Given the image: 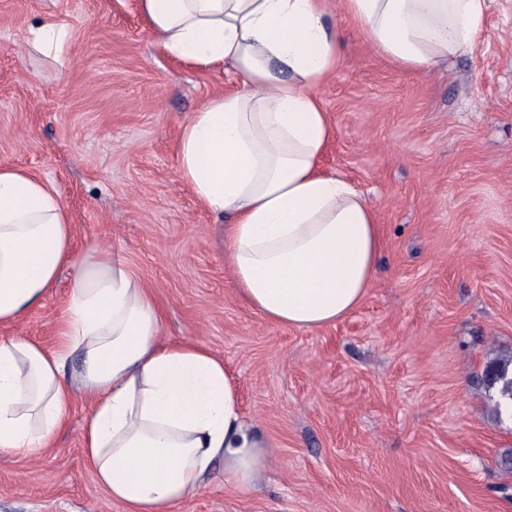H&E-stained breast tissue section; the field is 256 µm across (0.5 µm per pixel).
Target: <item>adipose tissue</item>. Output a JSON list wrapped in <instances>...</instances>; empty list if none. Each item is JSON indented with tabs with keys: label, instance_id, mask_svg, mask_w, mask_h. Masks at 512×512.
<instances>
[{
	"label": "adipose tissue",
	"instance_id": "ef3b65f1",
	"mask_svg": "<svg viewBox=\"0 0 512 512\" xmlns=\"http://www.w3.org/2000/svg\"><path fill=\"white\" fill-rule=\"evenodd\" d=\"M334 6L393 65L422 71L476 45L486 0H139L169 57L242 78L245 91L209 98L181 124L178 174L226 222L239 295L266 320L304 330L360 306L382 245L373 206L321 166L332 126L317 89L341 49ZM26 41L60 56L74 32L48 14ZM65 268L59 346L0 336V456L46 448L80 397L87 464L128 512H170L219 465L225 487L253 491L269 446L243 416L223 359L162 343L160 307L123 256L106 247L77 256L54 188L1 165L0 324L42 301Z\"/></svg>",
	"mask_w": 512,
	"mask_h": 512
}]
</instances>
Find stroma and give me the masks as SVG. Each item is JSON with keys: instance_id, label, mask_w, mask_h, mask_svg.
I'll return each instance as SVG.
<instances>
[{"instance_id": "1", "label": "stroma", "mask_w": 512, "mask_h": 512, "mask_svg": "<svg viewBox=\"0 0 512 512\" xmlns=\"http://www.w3.org/2000/svg\"><path fill=\"white\" fill-rule=\"evenodd\" d=\"M48 13L75 31L66 58L25 44ZM336 24L322 165L365 193L383 249L365 300L334 324H274L239 297L226 225L180 181L176 138L242 81L169 58L138 0H0V165L53 185L79 254L124 256L163 342L223 358L270 446L253 493L226 490L219 468L172 512H512L498 465L512 416L474 382L512 354V0H487L477 46L427 72ZM70 277L0 336L54 349ZM86 414L75 399L49 448L0 458V512H126L85 461Z\"/></svg>"}]
</instances>
